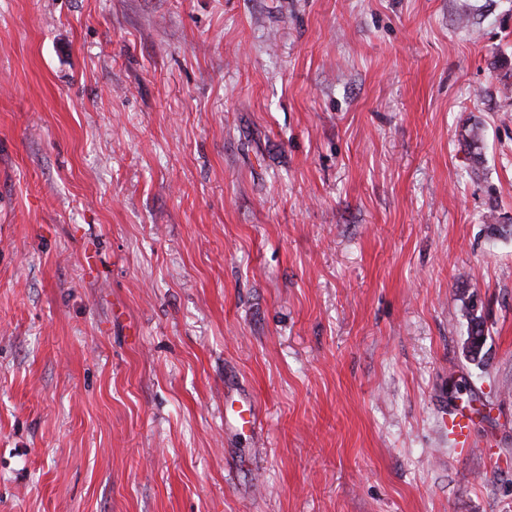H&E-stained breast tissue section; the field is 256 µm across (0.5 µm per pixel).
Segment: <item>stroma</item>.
Returning <instances> with one entry per match:
<instances>
[{
  "mask_svg": "<svg viewBox=\"0 0 512 512\" xmlns=\"http://www.w3.org/2000/svg\"><path fill=\"white\" fill-rule=\"evenodd\" d=\"M0 512H512V0H0ZM473 306H465L464 307V316L467 322V336H470L469 341L472 342V331L477 328V336H480L481 341L477 343L474 348L468 352L467 357L472 361H482L485 355L484 346L486 344V334L484 322L482 321L481 315L473 316L471 313V309ZM474 414L458 409L454 406H448V414L443 416L445 422L448 424V432L452 434L457 445L460 448H469V432L474 424Z\"/></svg>",
  "mask_w": 512,
  "mask_h": 512,
  "instance_id": "35a3bbf8",
  "label": "stroma"
}]
</instances>
